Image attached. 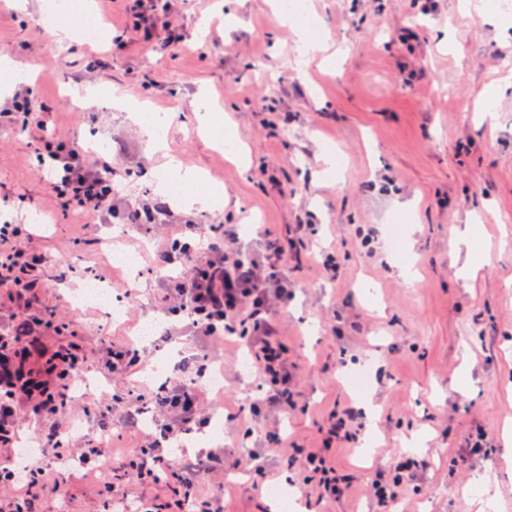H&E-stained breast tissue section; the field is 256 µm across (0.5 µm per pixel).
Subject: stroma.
<instances>
[{
  "instance_id": "stroma-1",
  "label": "stroma",
  "mask_w": 512,
  "mask_h": 512,
  "mask_svg": "<svg viewBox=\"0 0 512 512\" xmlns=\"http://www.w3.org/2000/svg\"><path fill=\"white\" fill-rule=\"evenodd\" d=\"M128 0H92L56 30L41 24L47 0L25 8L0 0V55L26 71L50 137L76 139L112 172L110 207L88 217L56 201L40 177L44 144L21 128L0 131V224H28L27 250L41 259L34 309L71 314L98 383L108 419L74 412L33 416L18 433L22 447L53 436L84 448L103 427L112 451L137 443L122 426L131 383L146 393L159 385L142 372L117 376L109 364L114 340H131L136 325L158 331L137 342L144 364L173 360L170 384L206 385L210 365L224 369L221 447L232 460L222 483L200 481L198 492L224 502V512H269L270 486L294 476L290 491L310 512H376L366 494L377 473L398 460L419 466L395 489L393 512H512V14L491 0H309L312 30L284 21L275 0H171V28L144 36L133 29ZM88 21L103 34L77 39ZM320 48L304 64L305 39ZM0 75V109L21 86ZM498 87L487 97L489 87ZM102 97L84 109L75 89ZM217 109L231 148L216 146L199 121L198 101ZM146 106L169 122L163 147L147 142L126 117ZM223 188L210 211L186 209L157 190L168 156ZM157 205L164 227L131 238L127 215ZM43 221L29 223L30 212ZM477 223L471 246L451 249L467 220ZM405 225L394 248L386 225ZM230 224L232 249L263 255L268 239L287 246L294 227L308 225L317 250L333 253L335 276L311 257L288 261L293 296L276 317L297 377L296 407L281 416L240 411L261 395L242 373L247 351L233 339L215 342L161 300L165 270L152 259L180 225ZM143 249L136 283L112 266V246ZM479 266L466 268L467 251ZM103 274L128 294L130 310L115 322L97 306L75 308L84 278ZM367 368L366 398L346 384L345 371ZM369 404L375 418L357 443L332 448L351 490L318 501L300 489L304 473L288 464L275 436L320 446L335 406ZM487 433L485 454L470 455L474 426ZM267 473L258 479L249 457ZM114 474L95 477L79 460L67 476L68 499L32 500L30 512H114Z\"/></svg>"
}]
</instances>
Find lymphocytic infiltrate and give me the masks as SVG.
I'll use <instances>...</instances> for the list:
<instances>
[{"mask_svg": "<svg viewBox=\"0 0 512 512\" xmlns=\"http://www.w3.org/2000/svg\"><path fill=\"white\" fill-rule=\"evenodd\" d=\"M40 175L65 205L90 214L109 206L112 188L99 178V162L90 160L71 141L58 140L54 149L40 156ZM21 228L16 224L0 226V273L12 278L18 288L31 292L37 284L38 266L21 245ZM168 263L181 272L170 278L164 293L166 301L188 312L193 324L206 336L235 335L245 326V339L255 369L262 375L266 389L264 404L277 412L293 407L295 374L284 355L278 323L270 313L273 303L288 299V277L284 251L270 245L264 259L257 260L227 250L223 238L215 237L205 252H196L190 242L173 240L163 253ZM12 323L0 329V446L13 447L21 416L29 412L54 416L68 406L61 392L70 381L75 365L86 362L82 346L74 340L57 346L43 342L52 321L29 311L11 313ZM201 394L193 385L180 383L156 400L159 415L158 437L140 443L127 453L114 457L100 446L57 447V459L78 457L91 472L107 468L123 472L137 484L154 481L158 465L165 463L164 446L174 444L190 431L200 414ZM362 428L360 415L353 407L334 412L322 447L307 448L290 443L284 458L300 463L305 481L312 484L318 499H335L345 491V476L326 451L333 445L356 441ZM224 452L209 453L206 459L179 461L177 473L186 489L184 496L169 504L171 512H223L218 500H200L195 496L198 476L223 470ZM0 488L8 497L0 498V512H27L34 490L48 491L53 499L66 495V484L59 476L48 475L43 468L0 466Z\"/></svg>", "mask_w": 512, "mask_h": 512, "instance_id": "obj_1", "label": "lymphocytic infiltrate"}]
</instances>
